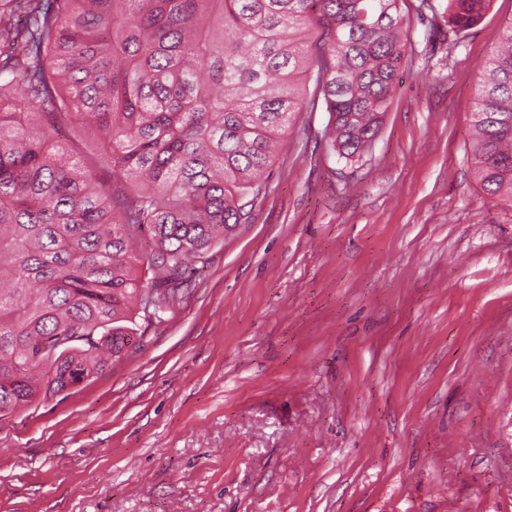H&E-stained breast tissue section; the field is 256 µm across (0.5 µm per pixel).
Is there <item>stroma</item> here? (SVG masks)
I'll use <instances>...</instances> for the list:
<instances>
[{
	"mask_svg": "<svg viewBox=\"0 0 512 512\" xmlns=\"http://www.w3.org/2000/svg\"><path fill=\"white\" fill-rule=\"evenodd\" d=\"M419 3L361 157L303 113L123 357L0 419V512H512V206L471 148L512 0L443 35Z\"/></svg>",
	"mask_w": 512,
	"mask_h": 512,
	"instance_id": "obj_1",
	"label": "stroma"
}]
</instances>
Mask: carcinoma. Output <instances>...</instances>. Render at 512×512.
<instances>
[{
	"mask_svg": "<svg viewBox=\"0 0 512 512\" xmlns=\"http://www.w3.org/2000/svg\"><path fill=\"white\" fill-rule=\"evenodd\" d=\"M400 2L0 0V418L121 358L247 223L302 113L323 103L335 152L360 157L407 61ZM491 2L448 0L449 31ZM472 122L480 185L512 205V21ZM73 124L108 177L57 139Z\"/></svg>",
	"mask_w": 512,
	"mask_h": 512,
	"instance_id": "obj_1",
	"label": "carcinoma"
}]
</instances>
